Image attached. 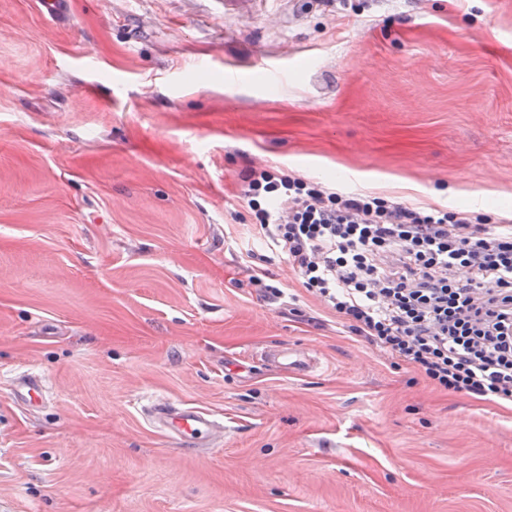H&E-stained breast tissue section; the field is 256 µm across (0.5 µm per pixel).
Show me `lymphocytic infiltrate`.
Wrapping results in <instances>:
<instances>
[{
	"mask_svg": "<svg viewBox=\"0 0 512 512\" xmlns=\"http://www.w3.org/2000/svg\"><path fill=\"white\" fill-rule=\"evenodd\" d=\"M250 218L307 291L440 390L512 403V223L247 163Z\"/></svg>",
	"mask_w": 512,
	"mask_h": 512,
	"instance_id": "f902f5d3",
	"label": "lymphocytic infiltrate"
}]
</instances>
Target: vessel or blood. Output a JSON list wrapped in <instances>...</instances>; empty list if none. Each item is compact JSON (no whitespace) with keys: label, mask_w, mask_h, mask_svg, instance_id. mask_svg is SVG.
<instances>
[{"label":"vessel or blood","mask_w":512,"mask_h":512,"mask_svg":"<svg viewBox=\"0 0 512 512\" xmlns=\"http://www.w3.org/2000/svg\"><path fill=\"white\" fill-rule=\"evenodd\" d=\"M281 358L297 374L314 371L317 367L315 357L306 351H288L282 353ZM44 388L45 380L39 374L23 373L14 376L10 382L14 400L25 407L42 400ZM147 412L152 426L167 435L179 451H205L224 443L226 426L202 409L160 400L148 407Z\"/></svg>","instance_id":"vessel-or-blood-1"}]
</instances>
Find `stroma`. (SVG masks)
Here are the masks:
<instances>
[{
    "instance_id": "stroma-1",
    "label": "stroma",
    "mask_w": 512,
    "mask_h": 512,
    "mask_svg": "<svg viewBox=\"0 0 512 512\" xmlns=\"http://www.w3.org/2000/svg\"><path fill=\"white\" fill-rule=\"evenodd\" d=\"M256 3L66 0L56 27L0 0V504L512 512V407L352 333L259 239L239 177L512 216V0ZM289 347L318 369L268 359ZM28 370L50 382L30 411L7 386ZM155 397L222 419L223 446L175 451Z\"/></svg>"
}]
</instances>
